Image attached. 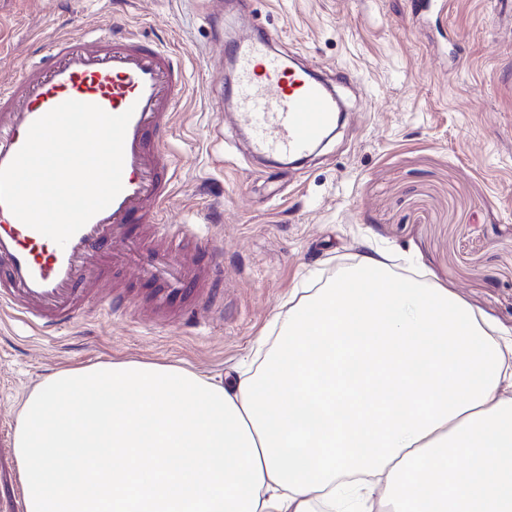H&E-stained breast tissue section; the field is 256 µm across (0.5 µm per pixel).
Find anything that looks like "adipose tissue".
I'll return each instance as SVG.
<instances>
[{"label":"adipose tissue","mask_w":512,"mask_h":512,"mask_svg":"<svg viewBox=\"0 0 512 512\" xmlns=\"http://www.w3.org/2000/svg\"><path fill=\"white\" fill-rule=\"evenodd\" d=\"M362 256L296 305L260 372L60 371L14 454L24 512H512V341Z\"/></svg>","instance_id":"1"}]
</instances>
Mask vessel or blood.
I'll list each match as a JSON object with an SVG mask.
<instances>
[{
	"label": "vessel or blood",
	"mask_w": 512,
	"mask_h": 512,
	"mask_svg": "<svg viewBox=\"0 0 512 512\" xmlns=\"http://www.w3.org/2000/svg\"><path fill=\"white\" fill-rule=\"evenodd\" d=\"M230 100L253 156L303 158L336 124L332 87L288 65L259 33L234 45ZM182 88L173 52L134 31L116 38L111 28L87 37L53 39L42 59L0 85V168L26 140L30 125L68 100L117 115L131 112L124 141L123 188L66 245L21 222L0 203V308L17 312L38 334L49 335L82 312L97 278L120 264L142 276H165L167 288L187 295L199 286L191 258L161 251L127 234L138 221L163 224L173 194L160 157L165 129Z\"/></svg>",
	"instance_id": "obj_1"
}]
</instances>
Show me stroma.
<instances>
[{
  "instance_id": "stroma-1",
  "label": "stroma",
  "mask_w": 512,
  "mask_h": 512,
  "mask_svg": "<svg viewBox=\"0 0 512 512\" xmlns=\"http://www.w3.org/2000/svg\"><path fill=\"white\" fill-rule=\"evenodd\" d=\"M117 30L178 47L185 88L163 132L173 177L171 229L217 265L224 304L168 298L160 282L110 270L127 307L89 303L79 321L38 335L0 311V437L50 374L106 362L184 368L216 383L256 369L305 290L366 244L448 289L512 336V11L448 0L419 22L410 0H0V82L38 62L59 30ZM256 24L275 49L336 83L346 116L303 167L254 162L224 101L226 60ZM456 43L464 59L448 61Z\"/></svg>"
}]
</instances>
